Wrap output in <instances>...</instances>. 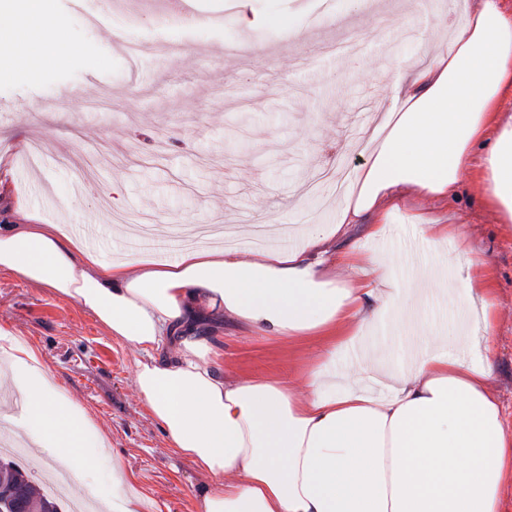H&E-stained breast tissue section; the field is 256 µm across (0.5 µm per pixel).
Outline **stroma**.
I'll return each instance as SVG.
<instances>
[{
    "label": "stroma",
    "instance_id": "1",
    "mask_svg": "<svg viewBox=\"0 0 512 512\" xmlns=\"http://www.w3.org/2000/svg\"><path fill=\"white\" fill-rule=\"evenodd\" d=\"M184 24L165 0H134L130 11L103 0H54L53 27L69 49L35 75L0 76V152L13 155V180L46 222L88 237L106 259L130 251L122 227L152 219L165 225L220 224L251 250L256 224L293 227L272 238L294 247L312 224L335 223V172L364 161L347 142L382 101L397 62L433 56L445 27H424L420 0H378L377 13L358 0H187ZM261 17L248 29L241 14ZM407 29L403 40L392 28ZM119 39L162 47L143 72L120 53ZM42 143L44 161L29 164L27 147ZM461 240L430 246L418 225L398 220L377 242L362 225L331 241L330 254L359 243L365 259L382 258L400 283L425 269L444 276L456 250L492 266L498 301L497 359L490 385L512 433V223L498 224L468 187L451 208ZM458 309L453 293L422 296L416 316L390 311L336 356V371L361 363L392 374L444 345ZM39 354L55 380L111 438L87 478L99 491L120 459L155 512H203L213 480L175 453L133 382L135 354L112 339L71 301L0 273V323ZM228 380L274 376L299 381L322 347L317 338L264 336L225 318L215 336Z\"/></svg>",
    "mask_w": 512,
    "mask_h": 512
}]
</instances>
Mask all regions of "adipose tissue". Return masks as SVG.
<instances>
[{"label": "adipose tissue", "mask_w": 512, "mask_h": 512, "mask_svg": "<svg viewBox=\"0 0 512 512\" xmlns=\"http://www.w3.org/2000/svg\"><path fill=\"white\" fill-rule=\"evenodd\" d=\"M0 61L38 70L60 49L44 39L53 0H8ZM512 12L476 0L466 25L434 61L397 62L390 95L347 179L336 223L314 225L299 248L250 252L215 243L174 260L132 252L103 259L61 224L40 223L17 198L19 224L0 225V273L73 301L135 353L134 388L173 451L209 474L203 512H501L512 483V435L489 381L495 352L496 277L467 252L448 261L449 289L464 313L467 356L442 349L383 376L360 365L337 374L336 354L389 310L415 314L428 274L394 281L359 245L325 263L327 243L363 224L377 238L396 218L420 225L432 245L460 239L435 214L461 184L503 224L512 223ZM232 316L267 336L316 337L323 348L299 383L227 380L200 316ZM174 354L161 358L164 344ZM4 372L26 394L17 433L60 462L73 492L109 438L0 323ZM102 512H141L120 460Z\"/></svg>", "instance_id": "1"}]
</instances>
